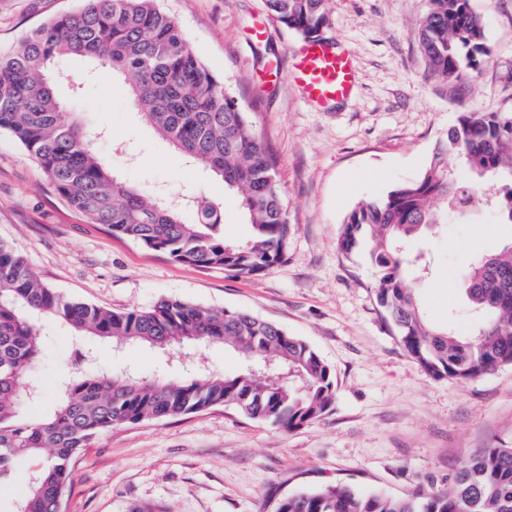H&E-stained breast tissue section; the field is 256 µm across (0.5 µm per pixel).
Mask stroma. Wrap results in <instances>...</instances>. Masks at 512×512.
I'll list each match as a JSON object with an SVG mask.
<instances>
[{
  "label": "stroma",
  "mask_w": 512,
  "mask_h": 512,
  "mask_svg": "<svg viewBox=\"0 0 512 512\" xmlns=\"http://www.w3.org/2000/svg\"><path fill=\"white\" fill-rule=\"evenodd\" d=\"M84 0H0V47L41 24L80 9ZM198 56L224 78L251 112L277 157V179L293 226L286 261L240 278L187 265L112 236L73 211L42 168L0 131V239L12 243L38 277L66 297L107 310L145 309L178 298L249 312L308 341L332 367L331 412L292 431L217 406L177 418L145 420L99 435L74 463L64 512H271L283 496L344 482L392 494L447 484L460 461L479 448L512 447V365L457 383L437 380L405 352L375 299V271L364 254L343 255L337 238L362 200L419 176L459 112L512 113V0H472L485 24L484 67L448 83L431 76L419 44L428 0H327L325 33L350 50L359 86L349 100L319 110L291 82L263 87L259 73L288 59L303 39L269 14L265 0H159ZM268 35L251 43V29ZM78 108L88 126L106 129L98 149L122 180L147 191L192 188L224 206L225 241L246 240L222 181L187 166L129 106L127 87L98 68ZM494 196L471 221L448 224L425 240L432 273L418 281L425 319L472 318L460 287L475 255L497 251L512 226L495 221ZM42 387L34 413L52 411L75 349L95 369L144 378L183 377L169 355L131 345L114 350L78 340L40 317Z\"/></svg>",
  "instance_id": "35a3bbf8"
}]
</instances>
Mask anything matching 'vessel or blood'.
Wrapping results in <instances>:
<instances>
[{
  "label": "vessel or blood",
  "mask_w": 512,
  "mask_h": 512,
  "mask_svg": "<svg viewBox=\"0 0 512 512\" xmlns=\"http://www.w3.org/2000/svg\"><path fill=\"white\" fill-rule=\"evenodd\" d=\"M286 73L307 101L321 107L348 99L354 93L353 59L330 38L321 36L307 41L293 57L290 67H282L276 59L268 61L264 80L273 85Z\"/></svg>",
  "instance_id": "1"
}]
</instances>
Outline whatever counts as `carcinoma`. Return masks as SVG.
<instances>
[{
	"instance_id": "carcinoma-1",
	"label": "carcinoma",
	"mask_w": 512,
	"mask_h": 512,
	"mask_svg": "<svg viewBox=\"0 0 512 512\" xmlns=\"http://www.w3.org/2000/svg\"><path fill=\"white\" fill-rule=\"evenodd\" d=\"M420 46L431 75L455 82L489 56L485 27L471 0H429ZM326 0H266L270 14L307 39L327 23ZM83 57L109 67L129 86V104L193 167L224 180L252 232L224 242L223 206L187 190L145 192L119 179L95 151L102 132L84 127L55 91V64ZM9 131L58 194L93 224L189 265L238 277L280 264L292 234L277 183V159L237 94L195 53L181 26L157 0H87L0 53V130ZM483 191L497 195V217L512 224V113L466 110L439 141L421 174L385 195L358 202L338 237L340 251L360 249L376 267V301L407 354L436 380L467 382L512 365V239L477 255L461 288L474 317L470 335L430 324L411 276L422 268L408 246L474 210ZM78 336L112 345L140 343L161 352L221 343L245 366L228 375L189 373L179 380L105 374L86 355L63 379L53 412L26 416L42 398L33 375L41 343L32 315ZM335 400L332 369L304 339L246 312L178 299L145 309L108 311L67 298L42 282L0 241V483L17 458L37 457L17 512H57L72 462L115 426L215 407L294 430L318 420ZM274 512H512V448L465 457L448 486L394 496L335 483L287 496Z\"/></svg>"
}]
</instances>
